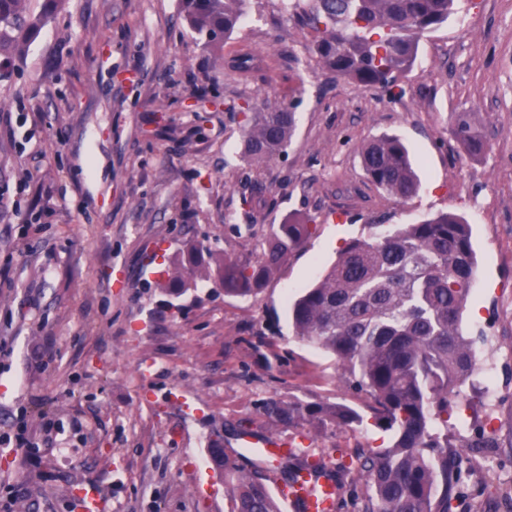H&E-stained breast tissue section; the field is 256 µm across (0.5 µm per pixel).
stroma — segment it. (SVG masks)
I'll return each mask as SVG.
<instances>
[{
	"mask_svg": "<svg viewBox=\"0 0 512 512\" xmlns=\"http://www.w3.org/2000/svg\"><path fill=\"white\" fill-rule=\"evenodd\" d=\"M265 56L243 73V52ZM401 95L334 78L280 0H248L242 26L204 51L178 0H70L0 80V512H224L208 463L213 441L276 434L262 403L340 402L360 432L305 427V444L350 462L385 447L366 392L343 386L334 356L294 336L287 300L370 225L393 229L443 211L472 227L478 265L465 334L484 332L478 386L497 395L464 432L460 457L485 512L512 487V0H465L422 40ZM206 94L202 114L190 106ZM293 103L285 152L241 154L236 105ZM476 116L486 149L451 136ZM401 138L419 193L395 199L365 175L358 150ZM260 183L256 237L238 234L245 186ZM311 236L257 295L166 285L185 245L254 252L291 216ZM26 434V452L9 440ZM450 133L471 154H478L484 148L471 112H456Z\"/></svg>",
	"mask_w": 512,
	"mask_h": 512,
	"instance_id": "stroma-1",
	"label": "stroma"
}]
</instances>
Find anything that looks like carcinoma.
<instances>
[{"mask_svg": "<svg viewBox=\"0 0 512 512\" xmlns=\"http://www.w3.org/2000/svg\"><path fill=\"white\" fill-rule=\"evenodd\" d=\"M188 27L208 51L239 28L247 0H180ZM457 0H288V20L314 35V52L330 74L400 94V79L412 68L419 41L455 12ZM68 0H0V58L22 56L47 21ZM243 155L253 165L284 152L295 131L293 104L246 101ZM452 137L469 153L484 143L472 113L457 112ZM363 170L388 195L409 199L420 188L407 147L394 135L361 147ZM310 235L298 217L273 229L250 257H223L199 242L188 247L171 292L200 281L224 294L259 293ZM477 276L471 231L452 213L385 234L349 241L318 281L289 307L295 336L332 354L344 382L369 393L377 425L394 431L377 450H356L352 466L332 462L331 451L314 457L302 444L286 461L244 468L222 448L209 450L224 476L227 512H282L272 484L293 483L307 471L313 483L333 482L331 499L350 512H452L466 498V478L451 462L462 450L460 433L478 424L475 405L468 423L448 425V395L474 385L479 356L475 340L462 334L463 311ZM264 413L296 431L307 424L352 428L360 414L336 403L303 404L271 398Z\"/></svg>", "mask_w": 512, "mask_h": 512, "instance_id": "cac0c4a2", "label": "carcinoma"}]
</instances>
